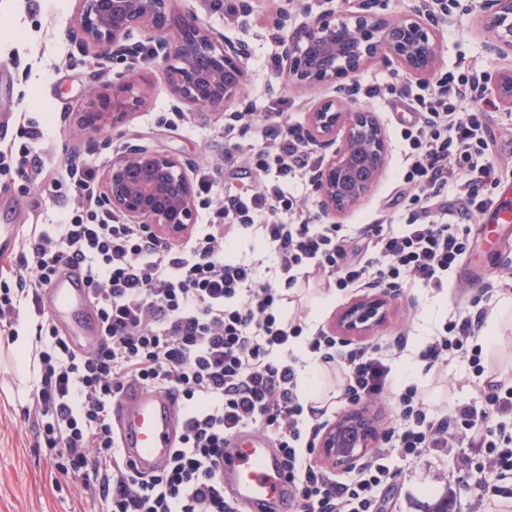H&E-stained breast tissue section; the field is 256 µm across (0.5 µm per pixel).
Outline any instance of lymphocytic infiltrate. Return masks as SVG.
<instances>
[{
	"mask_svg": "<svg viewBox=\"0 0 512 512\" xmlns=\"http://www.w3.org/2000/svg\"><path fill=\"white\" fill-rule=\"evenodd\" d=\"M392 95L410 100L413 119L401 131L408 152L404 180L414 211L402 230L368 225L364 257H349L341 225L314 224L307 214L288 222L294 203L281 189H228L214 205L215 223L197 228L181 246L143 225L125 223L96 202L91 167L69 172L84 203L61 224H32L19 251L0 266V339L14 341L20 311L36 321L32 353L37 445L52 467L98 498L104 512H243L224 491V448L240 433L273 439L294 491L295 512H384L382 493L399 475V456L419 463L431 452L476 448L488 476L486 496H498L512 472V382H487L484 407L458 404L438 418L417 386L398 395L399 422L383 447L345 480L315 461L320 430L304 406L298 371L287 354L302 338L286 320L285 287L298 275L358 287L367 278L394 287L409 280L440 290L469 249L464 223L495 200L503 169L489 159L488 115L498 105L485 72L471 67L439 80L424 95L406 83ZM471 111L460 112L464 102ZM269 143L255 156L264 172L286 177L312 172L309 154L279 113L263 116ZM281 256L280 282H257L255 269L229 246L250 231ZM81 268L101 326L90 354L77 352L46 315L42 290L62 264ZM487 307L449 321L421 353L426 367L467 357L485 372ZM323 363L340 368L353 404L385 395L393 377L381 349L319 331L306 339ZM163 389L178 402L182 431L168 463L146 475L123 460L112 406L130 383Z\"/></svg>",
	"mask_w": 512,
	"mask_h": 512,
	"instance_id": "1",
	"label": "lymphocytic infiltrate"
}]
</instances>
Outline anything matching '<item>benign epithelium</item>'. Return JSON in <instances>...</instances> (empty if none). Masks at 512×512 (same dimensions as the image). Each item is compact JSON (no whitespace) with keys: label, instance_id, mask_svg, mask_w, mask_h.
Wrapping results in <instances>:
<instances>
[{"label":"benign epithelium","instance_id":"obj_1","mask_svg":"<svg viewBox=\"0 0 512 512\" xmlns=\"http://www.w3.org/2000/svg\"><path fill=\"white\" fill-rule=\"evenodd\" d=\"M169 0H77L72 41L93 52L98 64H123L128 79L112 93L89 95L79 118L89 131L88 151L112 147L102 136L143 100L146 89L135 90V65L157 67L168 85L175 114L184 108L214 110L246 106L245 63L249 45L229 40L193 17L174 13ZM378 0H362L358 11L336 17L328 8L303 25L287 31L279 42L285 80L305 90L327 86L333 95L308 108V144L321 151V163L309 180L319 205V219L336 218L357 208L383 172L388 154L385 132L375 113L358 103L359 87L350 75L375 62L402 69L426 81L439 60V13L394 20L376 11ZM485 23L493 34L490 50L512 53V0H489ZM135 29L149 33L148 44L131 41ZM97 199L107 212L128 224L179 239L189 230L198 208L205 206L195 191L190 167L179 156L126 142L112 158L97 187ZM386 293H365L337 321L339 335L364 336L386 315ZM377 439L374 422L363 407H355L328 424L316 442L319 455L348 466L365 457Z\"/></svg>","mask_w":512,"mask_h":512}]
</instances>
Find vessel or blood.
Listing matches in <instances>:
<instances>
[{
	"label": "vessel or blood",
	"instance_id": "1",
	"mask_svg": "<svg viewBox=\"0 0 512 512\" xmlns=\"http://www.w3.org/2000/svg\"><path fill=\"white\" fill-rule=\"evenodd\" d=\"M483 221L512 222V192L502 191ZM44 296L53 317L68 329L71 345L86 353L94 352L99 338L79 319L89 303L83 272L63 267ZM112 413L118 422L124 455L138 471H153L167 462L181 430L172 395L134 383L124 391ZM224 488L234 500L250 504L252 512H286L290 500L286 473L254 433L225 452Z\"/></svg>",
	"mask_w": 512,
	"mask_h": 512
}]
</instances>
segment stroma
I'll return each instance as SVG.
<instances>
[{
  "label": "stroma",
  "mask_w": 512,
  "mask_h": 512,
  "mask_svg": "<svg viewBox=\"0 0 512 512\" xmlns=\"http://www.w3.org/2000/svg\"><path fill=\"white\" fill-rule=\"evenodd\" d=\"M483 0H455L448 20L440 24L442 51L435 72L447 77L460 66L478 65L488 75L512 72V56H498L489 49L490 37L482 24ZM248 19L225 18L214 0H170L172 11L194 13L205 25L231 40L246 41L251 55L246 61V94L253 118L233 120L229 109L208 112L184 111L175 116L171 96L161 75L151 67H140L136 74L151 84L148 100L135 107L125 122L112 132L113 148L124 143L143 144L178 154L192 169H205L209 186L204 195L216 200L225 186L252 191L258 181L281 184L287 195L318 215L319 206L307 175L276 181L274 175L258 178L251 164L254 148L264 140L258 121L270 109L282 112L287 124L305 127L309 102L330 94L320 88L306 92L284 87L280 72L270 62L279 52L282 30L280 14L300 25L324 11L322 0H251ZM76 0H0V150L21 156L25 145L24 128L39 127L44 134L42 157L46 167L57 169L68 157L77 156L103 176L112 162L111 150L89 153L87 135L78 124L90 86L111 93L117 71L97 66L92 55L82 53L68 36ZM361 86L378 85L381 93L360 104L374 112L388 140L387 165L367 198L353 212L340 218L349 245H356L370 224L406 223L413 211L409 200L401 198L405 157L400 130L407 117L402 103L389 89L406 83L398 69L376 63L355 74ZM238 146L237 161L224 163L228 143ZM37 172L31 167L12 166L0 172V225L13 224L25 229L29 224H56L79 198L73 186L59 180L53 189L35 185ZM470 247L463 260L448 273V286L436 291L412 283L390 289L387 319L363 341L393 353L396 387L415 383L436 413H446L459 403L483 404V387L467 358L451 357L448 364L425 369L420 351L449 319L470 312L471 301L487 284L486 278H470L471 268L498 262V274L512 273V227L473 219L469 225ZM356 289H326L317 282H299L285 305L287 319L300 321L304 331L293 348L298 368L316 363L307 352L306 339L319 331L335 332L339 314L356 296ZM33 373L13 356L10 348L0 347V512H102L94 502L75 488L65 476H53L43 449L35 445L37 419L25 417L32 405ZM457 463L437 455L421 463H399V478L387 492L388 512H429L442 497H450L451 512H512V497L488 500L479 497L476 487L483 474L475 449L459 448Z\"/></svg>",
  "instance_id": "35a3bbf8"
}]
</instances>
